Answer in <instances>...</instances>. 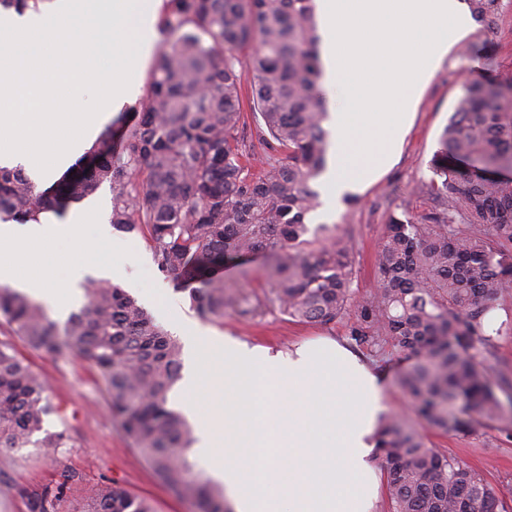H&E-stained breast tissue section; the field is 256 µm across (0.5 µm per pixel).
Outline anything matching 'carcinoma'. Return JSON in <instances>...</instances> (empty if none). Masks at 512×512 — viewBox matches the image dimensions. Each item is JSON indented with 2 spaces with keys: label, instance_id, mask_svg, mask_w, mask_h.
<instances>
[{
  "label": "carcinoma",
  "instance_id": "obj_1",
  "mask_svg": "<svg viewBox=\"0 0 512 512\" xmlns=\"http://www.w3.org/2000/svg\"><path fill=\"white\" fill-rule=\"evenodd\" d=\"M490 26L502 0H467ZM169 36L135 111L121 112L86 154L46 189L0 166V219L39 222L107 185L110 224L149 243L158 268L189 289L203 320L236 303L226 260L265 257V299L289 319L328 326L354 313L350 336L374 353H406L399 377L412 412L446 432L512 423V381L496 375L495 324L512 285V79L464 86L432 159L438 209L390 215L376 254L378 286L356 297L350 241L307 216L327 165L329 133L314 0H164ZM251 74L244 84V73ZM253 118L257 143L241 138ZM87 303L60 326L29 295L0 290V318L35 349L79 355L105 385L120 432L160 480L199 512H229L223 488L197 472L189 421L168 405L182 347L134 298L90 279ZM47 381L0 343V450L68 447L43 431L59 413ZM42 437H37V434ZM380 458L390 512H503L499 486L427 445L399 416L382 419ZM63 486L31 512H54ZM81 512H154L104 484Z\"/></svg>",
  "mask_w": 512,
  "mask_h": 512
}]
</instances>
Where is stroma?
I'll use <instances>...</instances> for the list:
<instances>
[{
  "label": "stroma",
  "mask_w": 512,
  "mask_h": 512,
  "mask_svg": "<svg viewBox=\"0 0 512 512\" xmlns=\"http://www.w3.org/2000/svg\"><path fill=\"white\" fill-rule=\"evenodd\" d=\"M506 77L512 78V0H505L492 29H471L455 43L440 68L418 91L413 124L397 155L376 181L359 191L357 206L339 204L332 217L337 233L349 238L354 249L352 287L356 294H365L377 285L375 257L390 214L406 209L417 215L433 208L430 161L439 149L440 134L462 87ZM122 240L127 245L126 258L122 274L114 281L167 331H174V318L179 315L219 340L228 335L252 345L281 348L321 337L347 345L352 342L349 318L327 327L296 323L259 302L263 280H244L240 266L232 262L224 266V282L237 293L239 305L227 309L223 320H202L191 308L188 292L177 289L172 278L157 269L145 241L130 234L123 235ZM0 343L13 347L31 370L48 381V396L60 413L48 417L45 427L52 432L66 431L69 436L68 448L55 458L33 447L0 452V512H31L34 494L61 483L66 490L56 503V512H80L91 493L108 482L149 499L156 512H198L192 500L178 497L158 479L120 433L102 383L89 364L70 353L54 356L33 350L1 320ZM372 363L384 374L389 413L407 419L431 447L467 461L498 485L512 506V425L490 421L468 433L427 427L413 416L398 385L410 358L394 353L373 358Z\"/></svg>",
  "instance_id": "obj_1"
}]
</instances>
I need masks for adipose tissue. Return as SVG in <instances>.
<instances>
[{"mask_svg": "<svg viewBox=\"0 0 512 512\" xmlns=\"http://www.w3.org/2000/svg\"><path fill=\"white\" fill-rule=\"evenodd\" d=\"M97 218L93 206L79 205L63 219L46 212L36 223L0 221V285L68 312L86 275L114 272L83 239L85 224ZM60 229L77 253L65 276L44 264L19 277L18 267ZM186 343L194 368L176 403L195 424L233 512H376L384 487L375 467L383 374L328 339L285 352L230 337L211 349L196 331Z\"/></svg>", "mask_w": 512, "mask_h": 512, "instance_id": "ef3b65f1", "label": "adipose tissue"}]
</instances>
